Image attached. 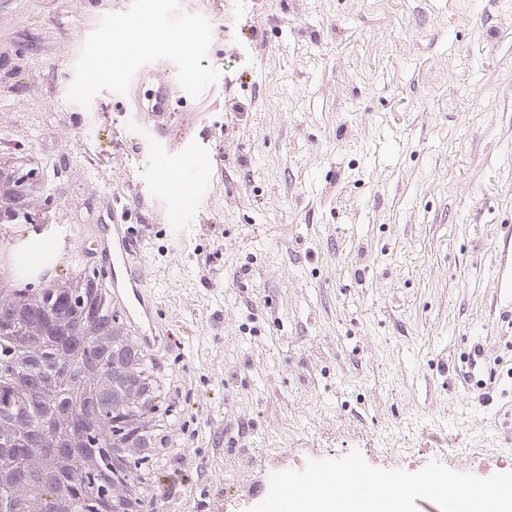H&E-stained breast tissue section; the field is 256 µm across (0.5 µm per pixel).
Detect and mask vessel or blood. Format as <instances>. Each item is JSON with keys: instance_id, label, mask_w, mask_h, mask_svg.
I'll return each mask as SVG.
<instances>
[{"instance_id": "obj_1", "label": "vessel or blood", "mask_w": 512, "mask_h": 512, "mask_svg": "<svg viewBox=\"0 0 512 512\" xmlns=\"http://www.w3.org/2000/svg\"><path fill=\"white\" fill-rule=\"evenodd\" d=\"M130 99L136 108L144 112L155 139H166L177 117L178 98L173 83L154 73H144L131 90ZM133 191L134 186L129 183L120 192L104 197L102 222L94 227L91 253L107 261L112 297L135 328L143 347L162 358L176 347L177 340L161 331L156 298L141 273L144 235L132 231L124 222ZM66 256V251L51 242L19 248L14 259L29 270Z\"/></svg>"}]
</instances>
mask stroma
<instances>
[{
    "mask_svg": "<svg viewBox=\"0 0 512 512\" xmlns=\"http://www.w3.org/2000/svg\"><path fill=\"white\" fill-rule=\"evenodd\" d=\"M130 5L0 0V154L32 157L35 207L84 238L103 196L139 188L126 222L153 227L144 270L180 339L156 368L183 482L147 512H248L264 469L355 449L512 468V0H181L211 20L220 76L168 144L224 166L197 193L187 177L176 227L141 113L67 99L87 36Z\"/></svg>",
    "mask_w": 512,
    "mask_h": 512,
    "instance_id": "1",
    "label": "stroma"
}]
</instances>
